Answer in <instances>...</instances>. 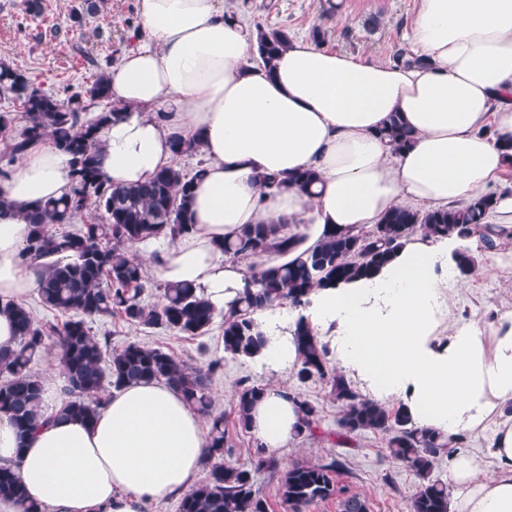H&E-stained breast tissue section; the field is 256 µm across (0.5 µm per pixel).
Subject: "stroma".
<instances>
[{
  "mask_svg": "<svg viewBox=\"0 0 512 512\" xmlns=\"http://www.w3.org/2000/svg\"><path fill=\"white\" fill-rule=\"evenodd\" d=\"M44 3V13L36 17L28 13L26 0H0V62L24 71L33 85L45 92L59 96L67 91L83 92L96 75L118 61L127 45L128 22L138 17V0H105L95 17L80 24L71 15L79 0ZM230 4L266 29L280 28L308 37L314 27H321L329 48L380 61L409 47V31L419 8V0H230ZM508 310L512 311V278L495 273L474 279L456 304L457 314L487 322ZM90 327L92 336L108 339L111 347L130 342L159 346L192 367L222 359L223 367L211 382L212 409L217 413L232 415L233 401L224 391L237 388L241 380L264 387L288 381L292 390L302 391L317 405L319 430L317 435L298 437L279 450L280 467L340 459L344 464L341 484L349 493L366 499L371 512H407L414 475L388 456L384 434L367 433L357 438L355 446H336L332 434L342 411L325 383L302 385L296 378H282L253 360L225 355L222 331L217 327L198 337L144 329L117 318L95 319Z\"/></svg>",
  "mask_w": 512,
  "mask_h": 512,
  "instance_id": "1",
  "label": "stroma"
}]
</instances>
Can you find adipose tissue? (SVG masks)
Listing matches in <instances>:
<instances>
[{
  "label": "adipose tissue",
  "instance_id": "1",
  "mask_svg": "<svg viewBox=\"0 0 512 512\" xmlns=\"http://www.w3.org/2000/svg\"><path fill=\"white\" fill-rule=\"evenodd\" d=\"M140 29L107 73L115 111L101 132L104 173L142 182L172 163L170 132L199 138L205 175L195 186L194 228L176 241L134 243L167 283L204 291L229 309L254 270L291 254L232 260L221 245L248 224H282L298 251L326 234L371 229L396 208L438 207L492 194L487 224L469 239L482 276L512 270V0H420L410 41L424 68L356 59L304 37L290 38L268 68L258 34L223 0H139ZM399 115L413 141L393 151L380 131ZM70 158L31 147L0 184V304L35 295L48 265L34 258L27 211L69 190ZM310 169V192L268 191L260 176ZM461 242L418 232L371 278L314 289L301 309L275 304L254 319L268 343L258 357L293 366L289 332L298 318L317 331L337 371L368 398L405 407L415 426L457 440L492 429V470L457 448L447 478L448 512H512V311L491 322L455 313ZM63 369L45 373L48 420L19 440L0 416V465H14L40 512H143L184 493L201 471L207 436L200 413L162 382L107 395L93 421L60 415ZM301 413L287 382L251 411L256 443L288 447Z\"/></svg>",
  "mask_w": 512,
  "mask_h": 512
}]
</instances>
